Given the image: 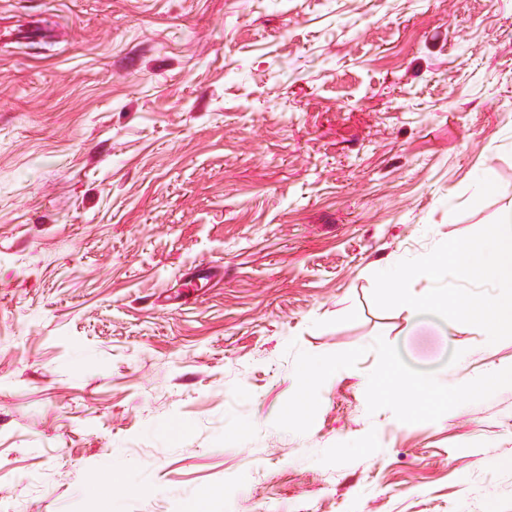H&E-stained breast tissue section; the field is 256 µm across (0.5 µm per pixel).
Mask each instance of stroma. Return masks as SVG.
<instances>
[{
	"label": "stroma",
	"instance_id": "stroma-1",
	"mask_svg": "<svg viewBox=\"0 0 512 512\" xmlns=\"http://www.w3.org/2000/svg\"><path fill=\"white\" fill-rule=\"evenodd\" d=\"M509 209L512 0H0V512H512V339L371 298ZM337 362L332 359L311 357L303 365L301 377L305 384H311L319 376H330L335 374ZM378 372L379 374L374 375L368 382V386L371 389H379L382 384H385L390 390L396 392L410 393L416 388H425L431 394H435L437 391L435 382L429 381L424 384L418 383L413 375L408 373L403 365L390 359Z\"/></svg>",
	"mask_w": 512,
	"mask_h": 512
}]
</instances>
